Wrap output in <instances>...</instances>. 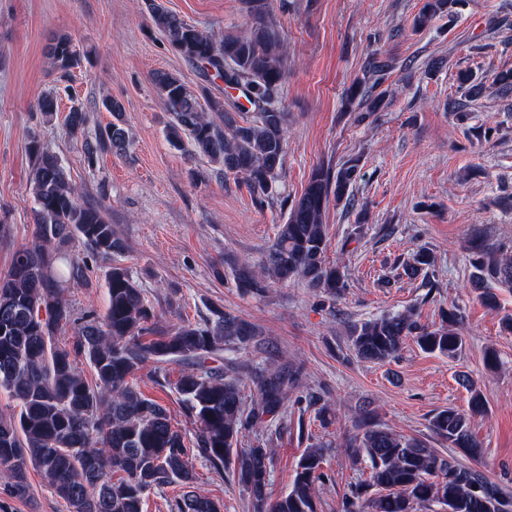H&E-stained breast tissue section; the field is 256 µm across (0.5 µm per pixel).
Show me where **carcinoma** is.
Segmentation results:
<instances>
[{
	"mask_svg": "<svg viewBox=\"0 0 512 512\" xmlns=\"http://www.w3.org/2000/svg\"><path fill=\"white\" fill-rule=\"evenodd\" d=\"M451 0H424L413 21L416 30L448 12ZM254 26L249 37L204 30L169 11L164 0H144L154 28L204 77L215 72L241 91L251 119L238 123L224 109V99L199 96L175 74L157 71L152 82L173 120L166 129L170 145L189 140L194 151L240 174L253 195L274 204L273 184L287 153L288 114L280 92L286 76L282 35L265 9V0H246ZM48 59L66 78L81 62L72 38L59 35ZM393 61L372 55L365 80L349 89L346 106L364 113L385 108L379 90ZM464 99L452 103L461 112L480 97L485 84L459 77ZM496 92L512 93V71L493 75ZM102 108L113 122L93 139L85 137L87 112L70 108L65 124L82 137L84 161L98 154H125L130 148L121 126L124 107L105 97ZM34 158L31 194L35 241L17 251L6 276H0V392L17 402V411L0 416V473L9 480L14 498L30 494L29 474L35 470L67 508V512H144L150 493L178 486L182 493L170 512H222L224 505L194 491L197 477L192 457L216 471L231 472L249 495L253 512H316V484L322 478L325 445L315 441L300 455L288 491L270 499L269 449L262 444L240 447L243 432L258 424L272 426L297 388L298 375L274 367L255 370L224 353L250 344L258 331L250 323L219 312L203 323L180 321L167 327L154 323V311L128 269L113 264L105 277L106 309L76 311L64 292L89 284V262L112 261L124 251L106 210L85 203L59 157L37 137L29 142ZM355 166L315 168L301 197L279 225L266 261L242 266L237 285L262 292L271 283L304 282L329 299L340 297L347 283L339 267L326 261L328 227L323 216L329 200L350 197ZM81 245L86 255L74 250ZM470 285L480 298L497 303L492 286L512 288V256L483 241L470 245ZM432 264L430 252L419 248L407 273L417 276ZM461 309L453 305L439 324H423L417 308L365 320L353 326L349 349L356 358L383 363L396 358L411 340L426 353L455 357L464 344ZM73 330L72 342L56 340L58 330ZM92 370L87 378L80 364ZM170 365L179 375L170 383L197 428L194 446H187L169 408L146 397L140 372ZM256 396L246 403L247 381ZM469 408L448 407L431 419L435 435L468 458L479 455L471 424L486 411L479 390L470 387ZM346 443L353 460L368 463L369 480L350 487L343 512H429L439 505L450 512H512V495L486 474L456 458L446 457L420 438L405 436L365 416Z\"/></svg>",
	"mask_w": 512,
	"mask_h": 512,
	"instance_id": "carcinoma-1",
	"label": "carcinoma"
}]
</instances>
